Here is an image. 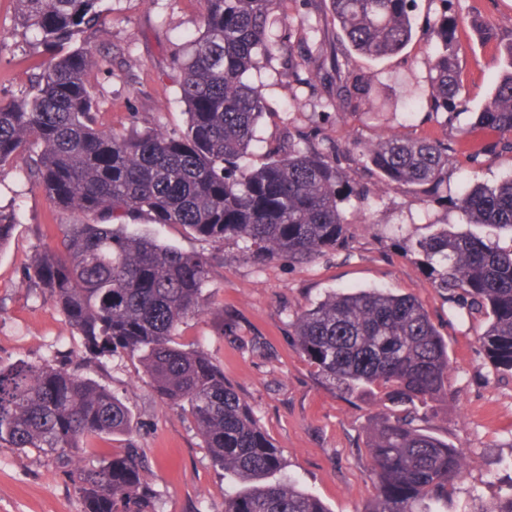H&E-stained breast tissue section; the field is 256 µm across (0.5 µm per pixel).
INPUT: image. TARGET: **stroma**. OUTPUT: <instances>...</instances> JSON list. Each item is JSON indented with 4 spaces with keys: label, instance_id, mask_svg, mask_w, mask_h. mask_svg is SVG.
<instances>
[{
    "label": "stroma",
    "instance_id": "stroma-1",
    "mask_svg": "<svg viewBox=\"0 0 512 512\" xmlns=\"http://www.w3.org/2000/svg\"><path fill=\"white\" fill-rule=\"evenodd\" d=\"M448 4L461 19L481 17L496 34L490 41L469 29L461 35L460 97L466 108L452 125H444L427 98L416 107L408 105V93L428 85L427 25L440 10L438 0H418L414 37L402 53L379 61L354 54L345 62L373 83L374 105L368 110L344 116L322 109L310 88L289 82L288 60L279 45H272L248 75L262 85L267 108L249 164L264 162L267 148L287 129L317 124L360 145L391 134L447 141L452 192L464 179L493 184L511 173L512 152L472 154L461 150L459 141L461 129L471 124L498 80L501 50L512 42V0ZM283 9L291 26L312 27L308 53L325 61L336 38L330 0H288ZM100 10V25L86 39L98 61L89 82L102 130L123 132L133 119L163 135L184 130L186 106L173 81V63L186 40L199 33L198 0H102ZM62 53L59 47L28 46L14 0H0V101L18 94ZM353 177L375 191L348 209L345 246L304 265L255 264L240 257L237 242L218 246L177 225L149 226L141 220L135 227L185 252L211 257L207 302L179 325L175 337L185 347L204 350L223 369L280 449L286 474L331 512H362L374 494L363 431L371 408L340 396L302 360L291 323L296 312L332 291L385 288L422 301L448 342L454 396L432 428L473 460L448 512H475L480 502L512 486V375L496 371L485 359L476 341L482 319L458 318L431 288L420 255L405 247L431 234L435 225L457 224L461 217L436 203L413 202L407 188L375 185L367 170ZM0 205L17 216L10 241L0 251V362H38L53 354L109 385L130 409L132 431L89 438L79 454L82 465L137 448L145 457L143 477L156 512H224V494L234 485L213 464L190 418L153 393L137 360L115 356L102 366L83 362L80 340L63 315L21 282L35 247L55 245L62 225L82 221V213L53 207L20 164L0 169ZM0 512H84L72 467L51 454L0 447Z\"/></svg>",
    "mask_w": 512,
    "mask_h": 512
}]
</instances>
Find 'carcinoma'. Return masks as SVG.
<instances>
[{"label":"carcinoma","mask_w":512,"mask_h":512,"mask_svg":"<svg viewBox=\"0 0 512 512\" xmlns=\"http://www.w3.org/2000/svg\"><path fill=\"white\" fill-rule=\"evenodd\" d=\"M281 0H201L202 35L174 62L187 107L186 128L160 136L136 121L121 134L98 124L87 82L95 64L85 34L100 22V0H16L32 43L82 46L50 62L22 93L0 102V168L24 162L30 181L63 211L89 220L64 224L56 247L38 248L22 283L51 301L95 360L136 359L154 391L187 414L212 461L237 488L224 512H330L317 496L285 478L278 447L250 405L204 351L176 341L180 323L205 305L209 258L129 230V222L179 224L197 238L243 243L257 263H306L342 246L344 205L352 201V166L380 183L405 186L419 203L448 202V143L387 138L355 155L324 129L290 128L246 163L266 113L262 88L248 80L256 56L269 50V18ZM430 23L431 76L425 96L452 121L462 79L456 45L460 19L448 0ZM417 0H330L336 54L382 60L412 39ZM311 30L288 28V76L320 86L338 113L371 102L372 87L340 61L305 67L300 48ZM502 75L472 127L492 128L512 151V42ZM453 205L463 223L512 231V173L494 185H461ZM429 284L484 326L477 340L498 372L512 374V244L439 227L419 241ZM301 358L332 389L367 396L382 409L369 416L366 448L375 493L363 512H448V500L472 459L430 431L437 402L450 399L448 343L415 297L370 288L333 292L296 315ZM133 419L110 388L51 359L0 364V447L54 452L68 462L94 435H126ZM144 457L127 448L80 470L84 512H155L142 481ZM478 512H512V491L480 503Z\"/></svg>","instance_id":"obj_1"}]
</instances>
